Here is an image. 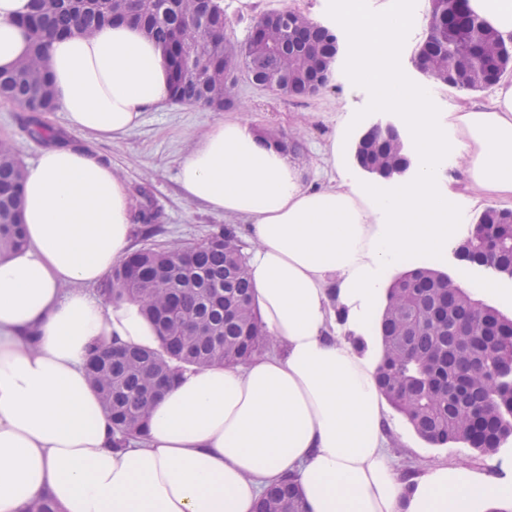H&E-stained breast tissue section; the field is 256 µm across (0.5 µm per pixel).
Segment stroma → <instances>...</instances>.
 Instances as JSON below:
<instances>
[{
  "label": "stroma",
  "mask_w": 512,
  "mask_h": 512,
  "mask_svg": "<svg viewBox=\"0 0 512 512\" xmlns=\"http://www.w3.org/2000/svg\"><path fill=\"white\" fill-rule=\"evenodd\" d=\"M231 34L237 42L247 38L255 17L285 7L295 9L313 21L326 19L324 0H223ZM233 115L259 132L276 131L295 143L289 160L304 184L322 181L326 163L323 146L339 119L348 112L367 113L370 123L389 122L388 114L372 111L366 91L334 79L313 97L291 99L259 89L240 80ZM207 108L169 102L165 107L143 114L140 124L118 141L88 139L69 128L61 111L33 114L9 101H0V138L11 141L23 164H31L44 148V141L31 138L26 127L31 121L53 130L57 143L87 145L127 183L134 207L155 214L159 232L155 243L200 242L211 230L228 219L186 200L177 182L178 161L194 142L196 134L218 120ZM393 425L391 453L398 468L423 469L436 463L467 461L472 469L492 479L512 477L506 464L512 458V444L491 457L478 456L471 449L453 444L436 447L421 439L397 412L390 411Z\"/></svg>",
  "instance_id": "1"
}]
</instances>
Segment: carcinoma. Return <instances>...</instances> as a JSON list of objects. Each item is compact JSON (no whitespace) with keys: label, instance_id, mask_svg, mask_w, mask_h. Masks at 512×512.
<instances>
[{"label":"carcinoma","instance_id":"cac0c4a2","mask_svg":"<svg viewBox=\"0 0 512 512\" xmlns=\"http://www.w3.org/2000/svg\"><path fill=\"white\" fill-rule=\"evenodd\" d=\"M23 20L29 30L50 37L78 32L90 35L115 19H131L158 43L167 45L178 31L189 53L200 57L229 50L227 59L212 61L213 75L202 80L180 78L172 71L173 97L187 104L206 100L224 110L207 85L220 88L224 69L241 58L266 53L262 76L275 73L297 84L295 97L307 93L315 53L333 33L309 34L303 18L294 17L293 43L283 49L286 32L264 29L259 44L247 49L229 40L224 14L212 17L204 32L194 26L196 0H162L134 16L120 0H31ZM448 15V0H430L426 14L427 45H418L416 62L437 84L465 91H486L512 68V45L468 7L456 37L433 27ZM48 46L32 38V49L12 70L0 72V98L30 112H52L55 94L45 72ZM355 158L375 171L393 173L409 158L401 139L367 134L355 144ZM24 169L12 145L0 141V254L20 247V187ZM482 239L459 243L465 258L481 264L482 241L493 244L489 271L512 277V210L489 207L478 218ZM434 269L416 268L386 288L378 320L383 356L378 388L413 430L432 445L463 444L481 455H495L512 441V318L474 299ZM106 301L137 303L155 327L159 346L103 349L93 346L87 370L112 416V447L125 448L141 433L153 402L165 386L187 368L240 365L273 345L258 313L247 258L237 227L224 225L206 240L190 246L150 245L133 251L113 269ZM256 512H305L297 488L284 480L265 490Z\"/></svg>","mask_w":512,"mask_h":512}]
</instances>
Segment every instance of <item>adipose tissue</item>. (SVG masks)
Here are the masks:
<instances>
[{"label":"adipose tissue","mask_w":512,"mask_h":512,"mask_svg":"<svg viewBox=\"0 0 512 512\" xmlns=\"http://www.w3.org/2000/svg\"><path fill=\"white\" fill-rule=\"evenodd\" d=\"M344 38L338 79L391 113L412 172L360 182L351 147L365 119L346 113L327 147L331 174L301 184L283 149L227 116L178 164L189 201L237 218L254 249L248 272L277 349L247 364L188 369L156 400L147 432L112 447V419L85 369L91 346L158 345L137 304L92 286L131 250L126 183L85 146L52 145L25 169L27 242L0 259V512L49 495L61 512H254L283 477L308 512H489L512 480L464 465L399 479L375 375V320L387 280L411 258H448L464 215L512 204V78L444 110L432 81L403 66L427 0H327ZM28 0H0V70L29 51ZM512 43V0H468ZM48 68L58 105L86 137L119 139L169 98L161 46L135 22L55 38ZM465 190L449 186L457 161ZM340 314H333V307Z\"/></svg>","instance_id":"obj_1"}]
</instances>
